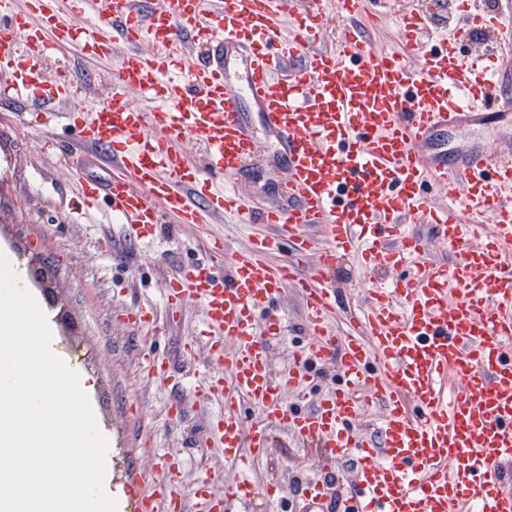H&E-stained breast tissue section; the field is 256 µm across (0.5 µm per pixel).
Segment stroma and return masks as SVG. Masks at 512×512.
Segmentation results:
<instances>
[{
	"instance_id": "obj_1",
	"label": "stroma",
	"mask_w": 512,
	"mask_h": 512,
	"mask_svg": "<svg viewBox=\"0 0 512 512\" xmlns=\"http://www.w3.org/2000/svg\"><path fill=\"white\" fill-rule=\"evenodd\" d=\"M421 3L370 0L362 27L376 52L398 50L399 19ZM112 66V59L88 60L76 48L44 59L41 76L45 81L78 74L86 83L76 102L56 107L54 131L61 145L77 137L64 119L72 105L93 110L106 102ZM1 124L8 125L9 131L0 136V252L15 255L23 268L32 256L49 260L54 267L52 285L60 305L45 307L44 312L53 323L57 355L89 380L87 395L99 428L109 440L111 486L122 492L119 512H132L136 478L152 471L157 454L163 452L178 456L184 497L193 498L198 481L206 475L214 491H221L224 481L232 479L237 470L224 460L212 428L220 410L201 386L208 376H223L224 367L204 357L193 372L180 370L183 346L196 333L199 307L187 299L175 318H166L161 313L162 283L177 267L203 260L205 240L223 238L226 252L232 254L245 249L251 235L274 234V227L245 226L231 217L192 226L168 217L155 240L144 244L126 240L123 230L109 224L101 212L75 222L82 204L80 182L67 165L44 154V128L36 106L0 102ZM259 140L261 153L238 176L237 186L251 205L263 207L278 198L285 162L273 137L263 132ZM439 140L452 152L481 145L505 147L512 143V123L461 127L441 133ZM357 263L356 255L341 257L332 276L337 289L348 292L354 302L386 276L380 269L359 272ZM134 305L158 309V320L149 327L120 321L122 311ZM280 305L290 327L270 343L276 369L287 364L305 340L300 331L303 302L299 291L284 289ZM62 310L77 331L71 344L57 322ZM152 357L164 364L165 373L150 372ZM272 436L273 454L255 462L252 473L260 480L267 471H277L287 494L275 505L256 502L252 512H295L291 488L297 476L309 472L334 477L336 487H343L348 477L346 463L324 460L318 448L303 444L286 428H274Z\"/></svg>"
}]
</instances>
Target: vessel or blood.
<instances>
[{
    "instance_id": "b4317fda",
    "label": "vessel or blood",
    "mask_w": 512,
    "mask_h": 512,
    "mask_svg": "<svg viewBox=\"0 0 512 512\" xmlns=\"http://www.w3.org/2000/svg\"><path fill=\"white\" fill-rule=\"evenodd\" d=\"M366 0H336L339 32L332 48L315 40L322 11L308 8L284 29L286 0H27L41 28L23 39L25 17L0 16V70L13 82L1 98L45 105L73 96L81 81L44 85L40 65L51 51L78 47L87 56L121 55L111 95L93 111L72 110L80 135L73 166L101 159L112 176L82 183L86 211L106 202L128 235H153L160 213L181 224L232 215L276 225L278 236L251 238L225 260L224 243L208 242L202 262L166 282L167 309L184 297L201 309L198 337L186 343L187 366L200 354L224 364L205 388L219 401L215 427L224 458L249 463L272 455L270 425L314 443L325 459L356 456L345 512H512V148L449 154L434 133L512 114V96L496 92L488 54L512 51V9L500 10L486 52L461 54L447 38L423 43L427 14L404 16L402 53H375L357 17ZM151 52L139 49L140 43ZM158 100L145 110L130 90ZM252 103L261 128L284 156L281 203L253 211L234 176L260 149L247 120ZM203 144L213 169L189 162L186 139ZM448 203L436 205L431 190ZM430 225L450 262L423 261L414 226ZM319 237H312V230ZM288 241L272 266L264 255ZM357 253L362 268L390 271L338 335L330 323L337 295L328 280L340 257ZM309 270H301L304 260ZM303 297L308 341L291 366L274 370L267 340L282 335L278 305L285 287ZM337 368L334 388L308 411L283 403L312 365ZM462 382L446 395L448 376ZM383 406L379 441L361 438L363 414ZM263 417L244 426L242 407ZM133 512H248L260 499H281L275 475H242L214 493L202 478L186 502L169 467L136 484ZM301 512H327L330 488L308 480Z\"/></svg>"
}]
</instances>
